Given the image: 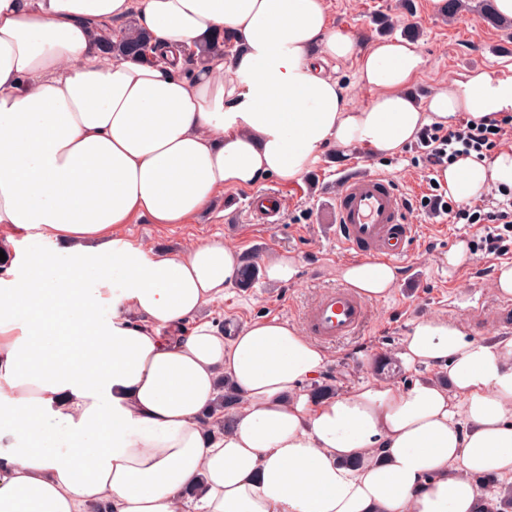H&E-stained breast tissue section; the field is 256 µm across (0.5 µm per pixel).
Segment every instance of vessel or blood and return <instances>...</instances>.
<instances>
[{
    "instance_id": "obj_1",
    "label": "vessel or blood",
    "mask_w": 512,
    "mask_h": 512,
    "mask_svg": "<svg viewBox=\"0 0 512 512\" xmlns=\"http://www.w3.org/2000/svg\"><path fill=\"white\" fill-rule=\"evenodd\" d=\"M333 222L343 250L389 260L408 254L417 230L405 218L404 197L394 183L364 171L349 174L339 185ZM367 319L366 300L338 286L310 304L303 322L309 336L330 343L354 335Z\"/></svg>"
}]
</instances>
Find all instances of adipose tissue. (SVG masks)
<instances>
[{
    "label": "adipose tissue",
    "mask_w": 512,
    "mask_h": 512,
    "mask_svg": "<svg viewBox=\"0 0 512 512\" xmlns=\"http://www.w3.org/2000/svg\"><path fill=\"white\" fill-rule=\"evenodd\" d=\"M133 14L147 57L107 59ZM222 31L232 56L208 48ZM352 57L375 92L361 108L323 68ZM424 65L413 42L330 27L324 0H0V224L41 227L75 268L0 278V512H182L193 487L200 512H475L472 475L512 478V336L422 317L398 356L447 384L370 379L317 399L302 385L329 358L297 327L227 336L201 317L236 283L237 248L157 252L117 233L301 180L331 146L394 154L462 112L512 115V72L420 102ZM440 178L462 199L512 188V148ZM339 275L368 300L400 278L374 258ZM225 376L240 401L219 431L205 414Z\"/></svg>",
    "instance_id": "1"
}]
</instances>
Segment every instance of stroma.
<instances>
[{
	"label": "stroma",
	"mask_w": 512,
	"mask_h": 512,
	"mask_svg": "<svg viewBox=\"0 0 512 512\" xmlns=\"http://www.w3.org/2000/svg\"><path fill=\"white\" fill-rule=\"evenodd\" d=\"M412 16L402 15L399 0H326L330 26L354 33L363 44L379 38L380 16L396 18L393 38H402V28L418 26L416 40L426 64L411 86L412 93L427 99L443 84L473 70L500 71L512 66V27L489 25L469 11L455 19L444 17L439 0H412ZM350 171H367L388 176L411 204L410 223L419 227L408 256L399 261L401 276L392 294L368 303L369 316L355 335L326 345L330 373L338 379V393L361 381L381 378L405 387L419 377L434 376L431 368H406L397 356L416 319L441 315L460 322L469 336H512V324L494 322L500 296L492 287L497 268L512 264V252L488 254L480 241L484 224H455L448 215L436 212L429 202L434 195H447V188H434L433 172L418 159L415 150L387 155L359 146L326 151L301 182L288 184L271 177L262 192L281 199L276 216L252 209L248 189H227L218 194L210 208L185 224H152L140 218L124 225L123 236L158 251H175L193 243L221 239L235 246L256 263L279 253L299 261V277L290 283H274L258 277L251 287L225 289L223 300L206 306L203 318L220 329L240 328L258 318L277 317L302 326L303 313L324 290L341 285L339 268L349 258L336 242L325 214L334 204L339 181ZM11 235L9 263L0 265V277H12L16 263L48 255L53 241L39 228L10 230L0 224V238ZM466 241L469 258L457 268H448L444 256L458 241ZM389 358L391 368L380 371L379 362Z\"/></svg>",
	"instance_id": "stroma-1"
}]
</instances>
